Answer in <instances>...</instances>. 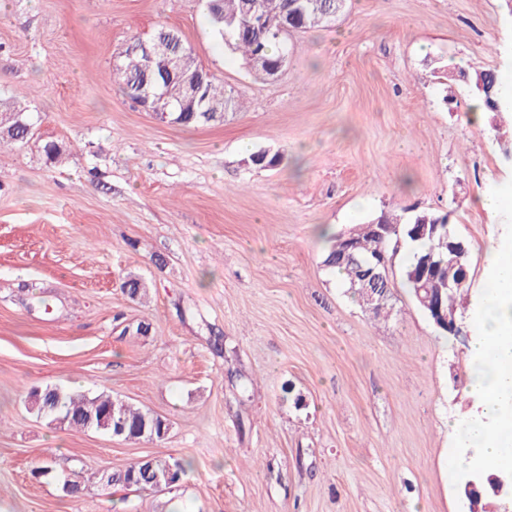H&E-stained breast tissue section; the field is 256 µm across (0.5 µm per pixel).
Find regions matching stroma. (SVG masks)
I'll return each mask as SVG.
<instances>
[{"instance_id":"stroma-1","label":"stroma","mask_w":512,"mask_h":512,"mask_svg":"<svg viewBox=\"0 0 512 512\" xmlns=\"http://www.w3.org/2000/svg\"><path fill=\"white\" fill-rule=\"evenodd\" d=\"M161 26L244 110L185 127L120 91L118 51ZM288 41L264 80L215 37L205 0H0V104L34 124L0 148V512H461L448 424L474 409L471 330L437 333L403 285L406 251L386 317L323 260L329 235L381 213H446L481 301L512 214L472 202L512 180V159L502 116L473 126L472 95L445 102V81L503 72L512 7L351 0ZM263 151L280 164L252 165ZM54 385L169 431L125 442L48 424L28 394ZM45 458L52 474L35 476ZM145 458L186 472L157 493L102 489L99 471ZM73 471L76 495L56 479Z\"/></svg>"}]
</instances>
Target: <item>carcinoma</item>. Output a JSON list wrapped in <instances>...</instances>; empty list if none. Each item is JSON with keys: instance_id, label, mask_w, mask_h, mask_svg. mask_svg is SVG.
<instances>
[{"instance_id": "obj_1", "label": "carcinoma", "mask_w": 512, "mask_h": 512, "mask_svg": "<svg viewBox=\"0 0 512 512\" xmlns=\"http://www.w3.org/2000/svg\"><path fill=\"white\" fill-rule=\"evenodd\" d=\"M301 10L290 23L293 31H307L324 27L329 22V15L336 12V0H300ZM290 0H257L255 12L249 17H243L242 0H221L219 10L208 14L215 35L224 42V47L233 53H239L246 60L259 55L266 64L255 68V71L267 76L268 66L276 63L288 55L286 37L288 32L279 34L267 33L258 35L262 20H275L288 11ZM165 36L169 39L173 50L182 57L183 64L189 69H199L192 51L185 45L179 34L173 30L161 28L154 36ZM121 91L128 97L134 94L143 85L151 87V93L165 95L175 102L180 97V87L174 80L165 81L161 77L158 63H147L140 69L131 70L118 76ZM202 107L218 106L225 111L235 112L241 108L238 95L232 89L216 83L209 78L201 92ZM168 121L182 126H209L223 123V112H171ZM34 136L33 124L29 116L22 112L18 119L0 127V146L10 144H25ZM449 215L433 212H420L409 217L383 214L377 219L379 224L392 225L387 240H381L371 226H366L356 239V258L363 261L367 258L388 253L389 248H398L403 245L409 251V259L403 269V278L410 294H415L417 282L415 274L428 253L434 254L438 266L435 277L440 281H460L467 279L466 284L455 291L442 295L443 307L448 314L455 317L463 314L460 301L469 294L472 280V266L461 268L448 258V243L439 237L432 239H419L415 236L419 224H446ZM344 246L343 236L334 235L330 238V245L324 259V266L342 276L347 288L353 289L352 295L362 297L359 289L354 287L358 281V266L342 258L341 251ZM31 409L37 415L53 422L66 425L79 430H93L120 438L124 441H138L141 439L159 440L169 430L166 420L146 410H142L129 403L115 399L110 395L100 394L88 397L76 389H65L50 386L41 391L31 393ZM174 471V481H179L185 473L184 465L176 461L169 463L165 460L149 459L135 463L124 471L113 475L112 482L103 484L109 490L120 486L126 490L145 492L153 490L154 479L157 475H165Z\"/></svg>"}]
</instances>
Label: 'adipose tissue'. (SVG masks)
I'll use <instances>...</instances> for the list:
<instances>
[{"label":"adipose tissue","mask_w":512,"mask_h":512,"mask_svg":"<svg viewBox=\"0 0 512 512\" xmlns=\"http://www.w3.org/2000/svg\"><path fill=\"white\" fill-rule=\"evenodd\" d=\"M488 288L467 351L477 416L456 424L461 444L490 467L512 465V236L491 248Z\"/></svg>","instance_id":"adipose-tissue-1"}]
</instances>
